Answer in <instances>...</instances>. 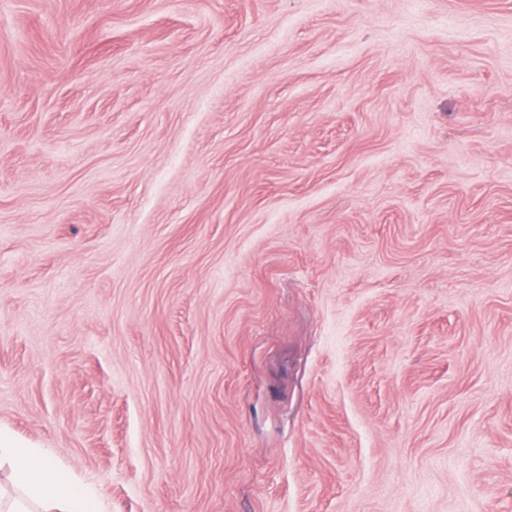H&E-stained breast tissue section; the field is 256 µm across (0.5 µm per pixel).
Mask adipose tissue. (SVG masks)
Returning a JSON list of instances; mask_svg holds the SVG:
<instances>
[{
	"mask_svg": "<svg viewBox=\"0 0 512 512\" xmlns=\"http://www.w3.org/2000/svg\"><path fill=\"white\" fill-rule=\"evenodd\" d=\"M0 464L16 490L0 498V512H103L98 500L74 483L41 449L0 426Z\"/></svg>",
	"mask_w": 512,
	"mask_h": 512,
	"instance_id": "1",
	"label": "adipose tissue"
}]
</instances>
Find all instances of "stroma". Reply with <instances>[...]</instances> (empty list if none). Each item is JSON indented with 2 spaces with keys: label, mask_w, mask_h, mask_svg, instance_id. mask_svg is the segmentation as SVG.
<instances>
[{
  "label": "stroma",
  "mask_w": 512,
  "mask_h": 512,
  "mask_svg": "<svg viewBox=\"0 0 512 512\" xmlns=\"http://www.w3.org/2000/svg\"><path fill=\"white\" fill-rule=\"evenodd\" d=\"M0 425L105 512H512V0H0Z\"/></svg>",
  "instance_id": "1"
}]
</instances>
